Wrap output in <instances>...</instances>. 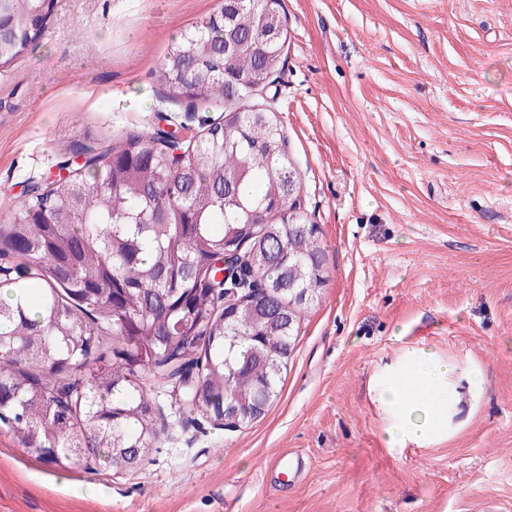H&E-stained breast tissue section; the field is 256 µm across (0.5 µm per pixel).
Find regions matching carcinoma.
I'll use <instances>...</instances> for the list:
<instances>
[{
	"label": "carcinoma",
	"instance_id": "obj_1",
	"mask_svg": "<svg viewBox=\"0 0 512 512\" xmlns=\"http://www.w3.org/2000/svg\"><path fill=\"white\" fill-rule=\"evenodd\" d=\"M41 2L0 13V65L36 41ZM283 19L282 0H224L154 72L172 100L224 103L223 120L179 143L86 131L64 149L84 152L80 172L31 183L0 224V421L35 459L112 470L124 448L143 465L163 431L156 387L215 425L225 404L281 392L267 359L287 367L312 306L282 283L316 302L326 282L319 229L288 213L301 183L283 126L250 94L281 71Z\"/></svg>",
	"mask_w": 512,
	"mask_h": 512
}]
</instances>
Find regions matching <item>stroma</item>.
Segmentation results:
<instances>
[{
	"instance_id": "obj_1",
	"label": "stroma",
	"mask_w": 512,
	"mask_h": 512,
	"mask_svg": "<svg viewBox=\"0 0 512 512\" xmlns=\"http://www.w3.org/2000/svg\"><path fill=\"white\" fill-rule=\"evenodd\" d=\"M220 0H54L0 68V224L77 131L106 142L219 102L167 97V48ZM266 96L328 281L279 399L245 428L167 423L139 473L30 456L0 423V512H512V0H283ZM457 367L447 437L387 447L372 376L407 350ZM303 476L272 486L276 455Z\"/></svg>"
}]
</instances>
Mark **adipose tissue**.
Wrapping results in <instances>:
<instances>
[{
    "mask_svg": "<svg viewBox=\"0 0 512 512\" xmlns=\"http://www.w3.org/2000/svg\"><path fill=\"white\" fill-rule=\"evenodd\" d=\"M454 373L447 359L427 349H413L373 379L371 389L388 417V447L421 446L447 433Z\"/></svg>",
    "mask_w": 512,
    "mask_h": 512,
    "instance_id": "1",
    "label": "adipose tissue"
}]
</instances>
